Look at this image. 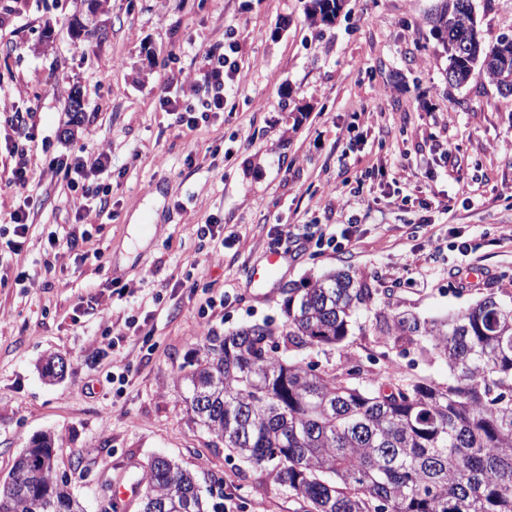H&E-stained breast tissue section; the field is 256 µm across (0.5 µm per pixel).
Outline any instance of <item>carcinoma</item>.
Returning <instances> with one entry per match:
<instances>
[{
	"label": "carcinoma",
	"instance_id": "obj_1",
	"mask_svg": "<svg viewBox=\"0 0 512 512\" xmlns=\"http://www.w3.org/2000/svg\"><path fill=\"white\" fill-rule=\"evenodd\" d=\"M341 0H311L330 23ZM448 86L482 72L512 96V37L487 45L471 0H435L427 16ZM376 289L331 270L288 289L280 333L254 324L209 336L184 375L193 420L241 461L270 470L302 512H512V299L493 293L447 319L375 312L384 336L429 346L448 384L361 387L279 355V336L335 345ZM51 437L32 440L0 489V512H83L57 479ZM142 512H209L194 476L157 456Z\"/></svg>",
	"mask_w": 512,
	"mask_h": 512
}]
</instances>
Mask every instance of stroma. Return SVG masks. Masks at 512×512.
Here are the masks:
<instances>
[{"mask_svg": "<svg viewBox=\"0 0 512 512\" xmlns=\"http://www.w3.org/2000/svg\"><path fill=\"white\" fill-rule=\"evenodd\" d=\"M0 3L12 8L0 23V484L49 434L55 473L84 512L158 455L193 473L220 512H298L267 471L194 422L180 379L206 336L281 326L287 288L344 269L376 288L375 312L340 344L291 343L284 357L444 384L447 364L383 336L377 314L441 318L512 297V96L479 72L448 85L426 22L434 0H343L329 24L308 19L310 0H110L78 40L69 22L81 0ZM473 5L486 40L512 36V0ZM231 28L239 82L223 112L180 126L159 104L164 85ZM15 112L30 113L40 152L23 189L12 182ZM84 145L112 157L108 174L87 178L111 199L91 224L77 223L81 193L49 165ZM23 193L33 206L16 251L4 218ZM211 220L223 243L200 236ZM280 224L302 245L252 286ZM328 224L354 232L321 251L313 240ZM53 355L67 363L55 380L43 373Z\"/></svg>", "mask_w": 512, "mask_h": 512, "instance_id": "obj_1", "label": "stroma"}]
</instances>
